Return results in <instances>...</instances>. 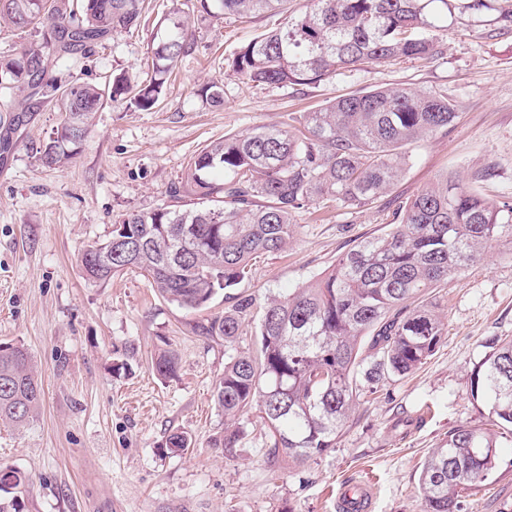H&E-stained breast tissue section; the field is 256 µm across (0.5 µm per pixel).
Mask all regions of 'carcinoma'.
<instances>
[{"label": "carcinoma", "mask_w": 512, "mask_h": 512, "mask_svg": "<svg viewBox=\"0 0 512 512\" xmlns=\"http://www.w3.org/2000/svg\"><path fill=\"white\" fill-rule=\"evenodd\" d=\"M206 14L252 18L268 10L282 26L263 32L234 53L229 67L255 85L318 83L344 71L401 58L427 60L438 50V17L452 0H313L300 13L290 0H199ZM145 0H0V26L27 30L36 41L0 54V87L25 100L48 99L62 119L40 148L47 167L79 154L94 114L130 95L140 110L164 96L178 60L195 47L189 21L173 8L153 42L154 78L136 86L120 74L112 87L58 79L70 57L85 55L105 37L140 26ZM213 106L224 104L223 86L202 89ZM446 93L404 86L336 97L303 116L302 128L260 125L228 134L190 158L183 186L171 203L132 212L110 238L112 265L83 267L103 285L128 268L144 272L163 298L191 310L207 307L219 293L231 305L202 326L204 334L232 347L243 326L256 322V353H233L224 364L213 399L224 413V435L213 446L230 450L245 438L243 417L256 406L264 414L270 450L297 460L335 447L354 401L375 393L392 377L422 366L442 344L447 322L431 304L407 302L437 288L481 261L495 246L512 251V203L490 201L451 176L401 202L384 233L368 237L310 284L259 302L233 290L249 280L252 260L282 251L293 238L297 210L334 203L359 209L386 195L404 165L403 148L443 132L457 118ZM179 359L161 350L153 370L176 375ZM472 395L512 425V340L497 345L478 364ZM42 405L35 362L22 345L0 346V423L26 428ZM182 432L166 450L190 447ZM498 439L461 425L432 449L421 465L424 512H456L459 493L487 476ZM27 477L10 470L0 478V512H23Z\"/></svg>", "instance_id": "obj_1"}]
</instances>
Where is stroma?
<instances>
[{
  "label": "stroma",
  "instance_id": "obj_1",
  "mask_svg": "<svg viewBox=\"0 0 512 512\" xmlns=\"http://www.w3.org/2000/svg\"><path fill=\"white\" fill-rule=\"evenodd\" d=\"M172 0H149L139 28L110 36L63 64L59 79L101 86L129 72L152 76L151 44ZM512 0L481 12L455 8L440 51L428 61L369 66L316 84L263 86L224 66L245 40L278 26L280 16L243 21L194 12V52L178 61L160 104L144 111L117 101L96 112L91 133L68 165L42 166L39 149L61 119L53 102L21 113L13 151L0 160V343L24 345L43 389L24 430L0 425V466L26 473L24 512H336L341 488L368 481L369 512H423L420 465L449 431L469 425L496 433L497 419L471 397V373L496 342L512 338V252L496 249L435 289L447 336L419 369L361 394L334 448L298 461L271 453L258 409L243 420L241 447H213L224 416L213 389L229 353L198 325L223 315L216 298L187 310L162 298L138 269L104 285L89 283L79 256L108 238L123 215L169 203L189 159L211 140L260 124L296 127L336 97L392 84L443 92L460 116L448 131L409 146V163L375 204L351 210L307 205L294 215L288 248L261 255L243 294L264 298L299 288L393 221L399 202L443 175L512 200ZM217 82L224 104L201 88ZM488 171L478 182L477 172ZM162 349L179 358L175 379L156 377ZM128 361L129 373L114 375ZM192 439L172 453L173 432ZM459 512H512V443L502 442L488 479L463 490Z\"/></svg>",
  "mask_w": 512,
  "mask_h": 512
}]
</instances>
